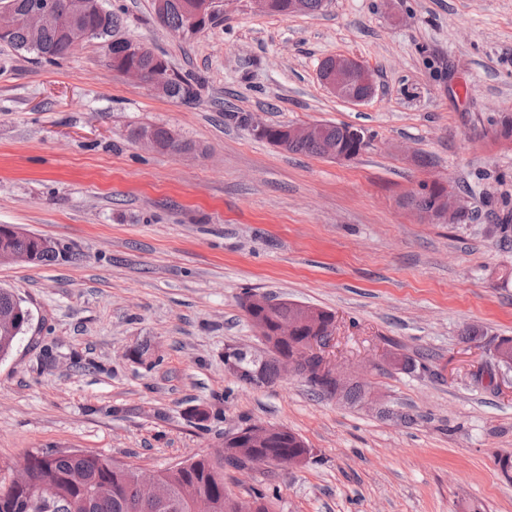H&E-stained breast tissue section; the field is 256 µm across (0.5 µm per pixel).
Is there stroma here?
Wrapping results in <instances>:
<instances>
[{
	"mask_svg": "<svg viewBox=\"0 0 512 512\" xmlns=\"http://www.w3.org/2000/svg\"><path fill=\"white\" fill-rule=\"evenodd\" d=\"M101 3L115 38L149 46L198 98L113 72L97 39L53 63L0 42V224L65 251L0 265L32 313L0 359V486L36 450L158 470L261 422L314 451L299 468L225 469L234 497L276 491L273 512H512V368L492 356L512 337V138L498 135L512 0H328L288 16L226 0L184 38L154 0ZM335 55L374 71L370 100L321 84ZM245 116L345 123L369 145L349 161L292 154ZM145 124L190 150L131 141ZM435 177L459 190L458 223L404 206ZM254 291L335 314L330 354L363 371L376 407L225 374V345L267 350L240 306Z\"/></svg>",
	"mask_w": 512,
	"mask_h": 512,
	"instance_id": "stroma-1",
	"label": "stroma"
}]
</instances>
